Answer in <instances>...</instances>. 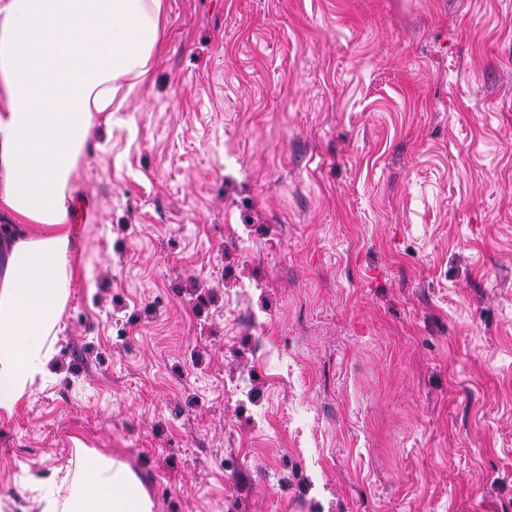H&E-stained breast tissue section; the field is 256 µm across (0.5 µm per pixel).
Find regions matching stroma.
<instances>
[{
  "mask_svg": "<svg viewBox=\"0 0 512 512\" xmlns=\"http://www.w3.org/2000/svg\"><path fill=\"white\" fill-rule=\"evenodd\" d=\"M166 2L0 512L79 442L154 512H512V0Z\"/></svg>",
  "mask_w": 512,
  "mask_h": 512,
  "instance_id": "1",
  "label": "stroma"
}]
</instances>
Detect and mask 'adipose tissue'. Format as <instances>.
Masks as SVG:
<instances>
[{
  "instance_id": "ef3b65f1",
  "label": "adipose tissue",
  "mask_w": 512,
  "mask_h": 512,
  "mask_svg": "<svg viewBox=\"0 0 512 512\" xmlns=\"http://www.w3.org/2000/svg\"><path fill=\"white\" fill-rule=\"evenodd\" d=\"M165 0H0V417L55 379L70 296L73 175L96 113L151 72ZM40 512H153L126 462L84 450L71 482L39 480Z\"/></svg>"
}]
</instances>
